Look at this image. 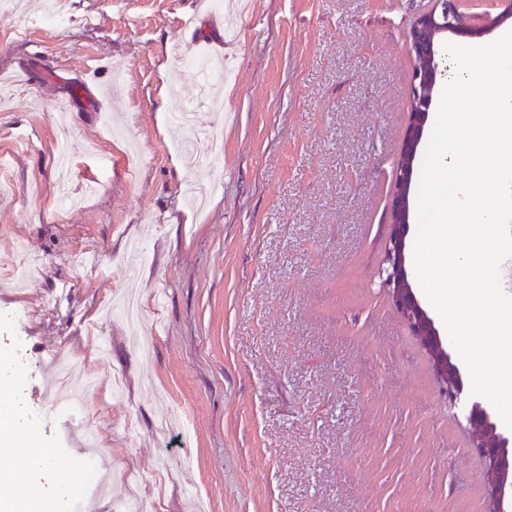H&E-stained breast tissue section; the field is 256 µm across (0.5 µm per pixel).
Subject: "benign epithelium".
<instances>
[{"instance_id": "benign-epithelium-1", "label": "benign epithelium", "mask_w": 512, "mask_h": 512, "mask_svg": "<svg viewBox=\"0 0 512 512\" xmlns=\"http://www.w3.org/2000/svg\"><path fill=\"white\" fill-rule=\"evenodd\" d=\"M456 3L457 0H436V7L419 15L410 29L407 49L418 66L412 75L411 110L394 168L383 279L391 306L419 341L436 372L442 394L453 404L463 392L464 383L448 351V337L441 334L413 288L407 269L406 239L417 151L424 137L434 88L438 78L444 76L436 63L435 40L457 31ZM466 421L471 448L484 466L487 512H508L512 506V434L498 431L488 406L480 401L471 404Z\"/></svg>"}]
</instances>
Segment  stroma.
I'll list each match as a JSON object with an SVG mask.
<instances>
[{
	"instance_id": "35a3bbf8",
	"label": "stroma",
	"mask_w": 512,
	"mask_h": 512,
	"mask_svg": "<svg viewBox=\"0 0 512 512\" xmlns=\"http://www.w3.org/2000/svg\"><path fill=\"white\" fill-rule=\"evenodd\" d=\"M435 0H64L0 12L7 397L57 471L109 460L58 512H485L461 410L379 283L410 110L414 19ZM504 0H459L494 25ZM197 13L192 28L182 18ZM90 93L71 95V85ZM144 311L121 318L127 296ZM98 382L69 429L56 348Z\"/></svg>"
}]
</instances>
